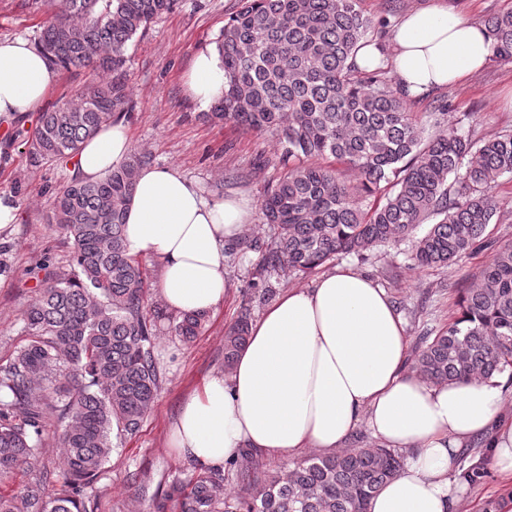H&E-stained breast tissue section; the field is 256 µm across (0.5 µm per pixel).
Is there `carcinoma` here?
Here are the masks:
<instances>
[{
    "instance_id": "obj_1",
    "label": "carcinoma",
    "mask_w": 512,
    "mask_h": 512,
    "mask_svg": "<svg viewBox=\"0 0 512 512\" xmlns=\"http://www.w3.org/2000/svg\"><path fill=\"white\" fill-rule=\"evenodd\" d=\"M180 0H34L47 15L38 47L59 68L92 78L19 132L29 161L60 162L118 119L130 102L123 74L129 43ZM492 56L512 60V10L485 20ZM377 28L358 0H242L216 41L224 60V97L207 114L270 131L288 171L267 186L264 223L274 237L265 272H311L343 254L362 255L412 241L418 267L470 258L487 242L500 200L494 189L512 176V130L473 138L426 133L406 96L385 72L355 63ZM331 157L338 170L309 163ZM143 152L98 181L70 178L52 202V223L73 241L72 264L45 272L42 291L22 315L28 342L0 365V480L39 462L47 421L62 426L61 474L42 468L18 493L0 492V512H96L88 489L110 458L114 439L135 434L160 388L155 356L158 320L148 306L143 264L128 251L125 211ZM384 201L369 202L381 184ZM427 225L418 237L416 231ZM206 315L185 313L171 331L184 342ZM249 310L224 336L231 371L245 345ZM512 368V245L499 247L475 281L460 291L458 312L423 337L412 369L432 383L491 379ZM120 428L112 434V424ZM403 456L377 445L316 455L258 476L245 449L222 469L175 479L153 496V512H366L367 502L398 477ZM234 483L241 491H230Z\"/></svg>"
}]
</instances>
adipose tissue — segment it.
I'll return each mask as SVG.
<instances>
[{
	"instance_id": "1",
	"label": "adipose tissue",
	"mask_w": 512,
	"mask_h": 512,
	"mask_svg": "<svg viewBox=\"0 0 512 512\" xmlns=\"http://www.w3.org/2000/svg\"><path fill=\"white\" fill-rule=\"evenodd\" d=\"M392 45L393 72L411 97L463 81L492 55L485 27L438 7L405 16ZM57 77L36 45L0 38V118L40 111ZM224 83L219 53L199 52L187 78L192 98L211 104ZM131 149L124 121L111 122L81 144L72 171L99 180ZM253 220L245 197L211 196L178 168L152 166L137 175L125 238L131 254L158 264V296L171 314H207L224 300V249ZM407 341L385 289L336 267L286 290L251 323L231 372L212 374L184 401L171 446L220 468L243 448L268 457L333 452L363 423L381 445L410 453L367 512H455L460 482L448 468L471 439L486 440L491 464L512 475V419L499 416L503 386L427 382L407 368Z\"/></svg>"
}]
</instances>
